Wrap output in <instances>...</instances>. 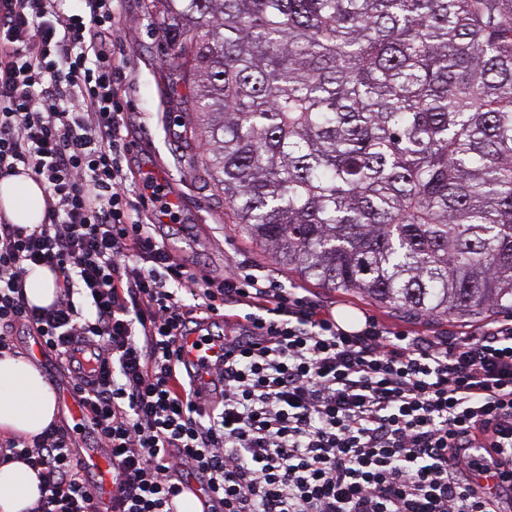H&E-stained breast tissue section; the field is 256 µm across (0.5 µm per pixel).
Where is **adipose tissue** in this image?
<instances>
[{
	"mask_svg": "<svg viewBox=\"0 0 512 512\" xmlns=\"http://www.w3.org/2000/svg\"><path fill=\"white\" fill-rule=\"evenodd\" d=\"M0 216L30 229L47 223L43 186L24 173L0 178ZM57 419L56 395L36 364L22 355H0V433L28 438ZM38 486L26 464L0 463V512H29Z\"/></svg>",
	"mask_w": 512,
	"mask_h": 512,
	"instance_id": "ef3b65f1",
	"label": "adipose tissue"
}]
</instances>
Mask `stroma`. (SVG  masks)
Masks as SVG:
<instances>
[{
	"label": "stroma",
	"instance_id": "1",
	"mask_svg": "<svg viewBox=\"0 0 512 512\" xmlns=\"http://www.w3.org/2000/svg\"><path fill=\"white\" fill-rule=\"evenodd\" d=\"M143 0H123L116 15L115 37L127 51L122 99L131 151L126 167L148 170L162 178L180 204L174 224L156 227L158 237L212 281L224 279L234 267L271 270L284 284H302L313 300L360 315L414 336H465L477 333L483 322L468 318H415L376 305L361 295L300 283L286 267L271 263L262 248L251 243L236 225L224 221V198L195 170V146L185 143V114L179 95L171 93L166 77V40L161 20L147 13Z\"/></svg>",
	"mask_w": 512,
	"mask_h": 512
}]
</instances>
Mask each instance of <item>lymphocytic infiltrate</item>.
Wrapping results in <instances>:
<instances>
[{
    "label": "lymphocytic infiltrate",
    "mask_w": 512,
    "mask_h": 512,
    "mask_svg": "<svg viewBox=\"0 0 512 512\" xmlns=\"http://www.w3.org/2000/svg\"><path fill=\"white\" fill-rule=\"evenodd\" d=\"M66 2L0 0V177L25 171L49 213L33 231L0 223V353L21 329L57 354L96 343L79 393L113 451L112 512H175L191 482L212 512H502L478 485L512 484V320L348 332L269 275L216 284L178 259L141 215H171L162 186L143 172L129 189L123 168L122 0ZM32 264L61 274L50 306L22 293ZM216 317L231 332L210 336L224 360L202 384L176 339ZM1 446L41 479L32 512H100L63 426Z\"/></svg>",
    "instance_id": "obj_1"
}]
</instances>
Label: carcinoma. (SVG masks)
<instances>
[{
    "mask_svg": "<svg viewBox=\"0 0 512 512\" xmlns=\"http://www.w3.org/2000/svg\"><path fill=\"white\" fill-rule=\"evenodd\" d=\"M194 166L305 281L512 311V0H148Z\"/></svg>",
    "mask_w": 512,
    "mask_h": 512,
    "instance_id": "carcinoma-1",
    "label": "carcinoma"
}]
</instances>
